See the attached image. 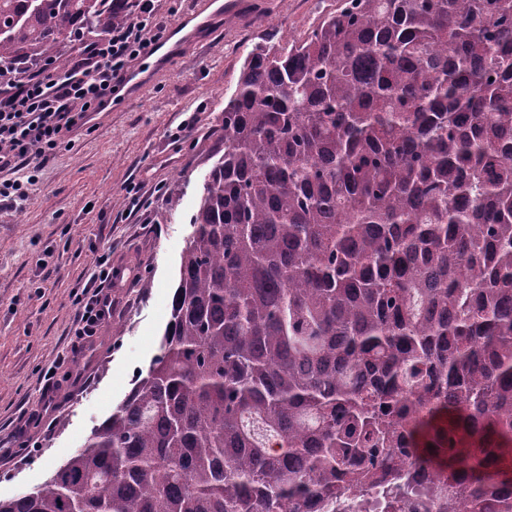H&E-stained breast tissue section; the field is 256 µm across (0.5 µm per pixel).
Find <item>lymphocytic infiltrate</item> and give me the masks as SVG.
<instances>
[{"instance_id":"f902f5d3","label":"lymphocytic infiltrate","mask_w":512,"mask_h":512,"mask_svg":"<svg viewBox=\"0 0 512 512\" xmlns=\"http://www.w3.org/2000/svg\"><path fill=\"white\" fill-rule=\"evenodd\" d=\"M168 27L153 0H135L132 17L83 40L66 67L45 61L27 68L0 67V209L16 207L69 133L84 126L112 95L113 82L132 63L153 53ZM92 294L77 301L76 335L90 336L112 310V267L96 256L88 279Z\"/></svg>"}]
</instances>
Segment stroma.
<instances>
[{"mask_svg":"<svg viewBox=\"0 0 512 512\" xmlns=\"http://www.w3.org/2000/svg\"><path fill=\"white\" fill-rule=\"evenodd\" d=\"M245 2L138 98L93 113L40 171L28 200L0 210V445L9 452L0 499L41 484L147 370L170 319L190 218L224 152V101L244 56L260 37L297 35L336 6ZM131 185L144 201L134 213ZM104 253L112 313L79 338L73 301ZM46 388L55 402L48 409Z\"/></svg>","mask_w":512,"mask_h":512,"instance_id":"obj_1","label":"stroma"}]
</instances>
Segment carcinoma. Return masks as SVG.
Returning <instances> with one entry per match:
<instances>
[{
	"mask_svg": "<svg viewBox=\"0 0 512 512\" xmlns=\"http://www.w3.org/2000/svg\"><path fill=\"white\" fill-rule=\"evenodd\" d=\"M134 0H0V65ZM159 353L0 512H512V0L247 53Z\"/></svg>",
	"mask_w": 512,
	"mask_h": 512,
	"instance_id": "obj_1",
	"label": "carcinoma"
}]
</instances>
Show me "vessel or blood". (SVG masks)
I'll return each instance as SVG.
<instances>
[{
    "mask_svg": "<svg viewBox=\"0 0 512 512\" xmlns=\"http://www.w3.org/2000/svg\"><path fill=\"white\" fill-rule=\"evenodd\" d=\"M241 0H198L190 17L180 19L174 26L176 35L169 48L157 50L144 57L139 65L131 68L123 81L124 95L135 96L149 86L155 77L176 59L189 45L196 42L214 18L239 12Z\"/></svg>",
    "mask_w": 512,
    "mask_h": 512,
    "instance_id": "vessel-or-blood-1",
    "label": "vessel or blood"
}]
</instances>
